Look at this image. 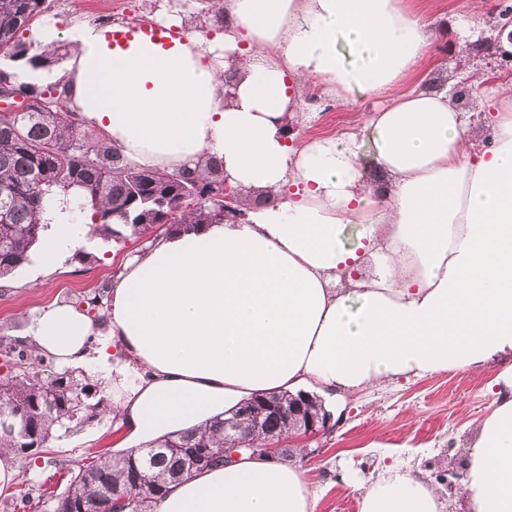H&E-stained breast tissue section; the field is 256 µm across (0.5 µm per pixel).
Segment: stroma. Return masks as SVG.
Returning a JSON list of instances; mask_svg holds the SVG:
<instances>
[{
    "mask_svg": "<svg viewBox=\"0 0 512 512\" xmlns=\"http://www.w3.org/2000/svg\"><path fill=\"white\" fill-rule=\"evenodd\" d=\"M409 3L425 12L433 37L406 88L435 87L464 71L468 74L466 92L459 104L472 110L477 95L491 79L512 83V58L502 56L496 48L504 23L503 0ZM167 9L179 11L189 30L210 36L222 31L208 0H112L108 12L91 9L87 0H47L46 11L34 19L30 31L37 34L52 24L62 31L83 21L134 29L152 24L154 17ZM461 18L480 31L479 42L458 36L455 24ZM375 103V97L356 91L335 98L323 85H306L293 94L291 122L297 140L306 143L350 131ZM145 247V239L134 236L117 243L87 239L83 249L91 253V260L68 257L64 270L53 279L22 289L15 288L14 282L26 277L29 269H17L13 277L0 281V337L17 339L27 320L54 300L74 302L94 293ZM498 371V366L492 365L475 377L451 369L423 379L386 380L337 395L330 406L329 433L301 447L292 460L317 496L316 512H360L359 495L347 487V480L366 485L395 462L431 479L443 473H462L460 449L491 409L496 397L493 378ZM118 440L116 426L108 416L50 440L40 454L16 458L18 476L11 486L0 490V501L23 491L29 494L35 512H48L51 498L65 491L70 478L93 456L115 450Z\"/></svg>",
    "mask_w": 512,
    "mask_h": 512,
    "instance_id": "1",
    "label": "stroma"
}]
</instances>
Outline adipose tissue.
<instances>
[{"label":"adipose tissue","mask_w":512,"mask_h":512,"mask_svg":"<svg viewBox=\"0 0 512 512\" xmlns=\"http://www.w3.org/2000/svg\"><path fill=\"white\" fill-rule=\"evenodd\" d=\"M224 31L168 46H111L69 29L61 74L79 120L129 166L171 172L217 157L265 202L240 223L162 237L111 283L105 320L56 301L24 339L63 365L112 369L127 444L195 428L245 398L318 386L353 393L505 359L497 397L462 450L471 512H512V89H495L496 138L477 152L470 116L443 89L403 90L431 34L406 0H221ZM236 72L234 96L224 74ZM386 95L340 137L297 145L292 88ZM90 219H56L36 259L50 274ZM361 512H443L424 475L386 466ZM298 467L244 455L169 484L156 512H316Z\"/></svg>","instance_id":"obj_1"}]
</instances>
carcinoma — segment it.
Returning <instances> with one entry per match:
<instances>
[{
    "mask_svg": "<svg viewBox=\"0 0 512 512\" xmlns=\"http://www.w3.org/2000/svg\"><path fill=\"white\" fill-rule=\"evenodd\" d=\"M44 3L0 0V59L39 58L44 64L59 59L65 46L54 42L32 56V43L23 38ZM3 91L21 98L27 109L0 110V278L31 261L34 246L50 226L46 215L57 206L72 218L90 214L92 236L107 242H118L129 233L145 236L161 227L171 233L222 219L223 202L205 197L224 179L218 161L209 158L187 176L130 168L108 138L79 127L67 88L17 84L0 68ZM185 187L202 196L193 208L176 204ZM1 351L12 370L0 379V412L10 415L12 427L0 428V448L34 455L52 438L60 439L110 410L100 379L85 370L59 367L35 346L20 342L0 340ZM266 400L275 411L264 410L260 403L246 413L233 411L229 426L220 414L200 432L163 436L138 451L98 455L57 496L53 512H83L91 502L104 503L109 489L132 485L140 471L152 491L135 498L128 512H155L167 484L213 465L204 450L237 441L259 448L287 436L291 394L273 393ZM193 454L197 465L191 472L186 465Z\"/></svg>",
    "mask_w": 512,
    "mask_h": 512,
    "instance_id": "carcinoma-1",
    "label": "carcinoma"
}]
</instances>
